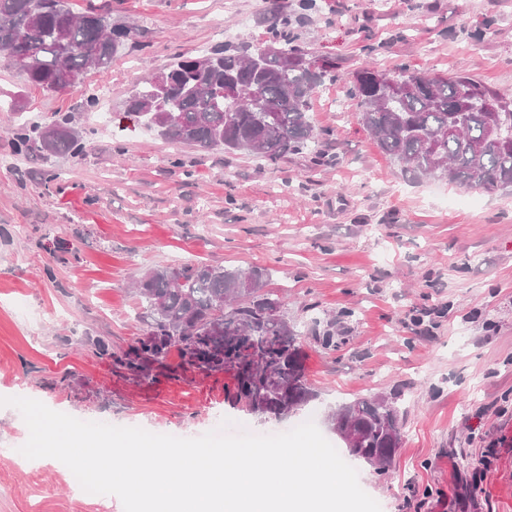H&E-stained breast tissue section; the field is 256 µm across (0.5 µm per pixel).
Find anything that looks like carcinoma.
Instances as JSON below:
<instances>
[{
  "instance_id": "obj_1",
  "label": "carcinoma",
  "mask_w": 512,
  "mask_h": 512,
  "mask_svg": "<svg viewBox=\"0 0 512 512\" xmlns=\"http://www.w3.org/2000/svg\"><path fill=\"white\" fill-rule=\"evenodd\" d=\"M271 34V44L282 52L307 55L292 44L288 15L274 16ZM132 35L129 27L112 26L108 13L93 4L75 14L66 0H0V52L8 66L45 91L72 89L87 68L110 67ZM334 69L335 63L326 62L314 73L301 60L287 68L280 55L265 57L258 47L226 49L175 62L167 71L171 94L156 76L145 78L125 109L143 123L147 117L140 113L148 103L155 112L174 113V123L156 128L165 139L275 164L315 145L311 97L326 81L339 78L349 86L375 144L403 173L512 190V112H489L485 106L490 100L512 105L511 91L491 88L463 71L448 78L408 70L393 76L376 67L336 76ZM267 106L276 108L272 120ZM496 125L504 140L483 147ZM82 148L83 135L68 118L42 127L36 146L50 155ZM269 276L262 267L243 272L202 262L150 270L136 286L147 330L119 352L100 339L93 347L135 377L167 367L173 350L203 372L232 370V402L263 419L286 417L316 393L306 379L297 325L282 311L283 299L266 289ZM260 336L276 337L281 348L249 352L248 341ZM328 419L342 440L358 436V449H347L351 457L376 467L379 475L388 473L402 441L397 398L357 397Z\"/></svg>"
}]
</instances>
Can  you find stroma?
<instances>
[{"label":"stroma","instance_id":"stroma-1","mask_svg":"<svg viewBox=\"0 0 512 512\" xmlns=\"http://www.w3.org/2000/svg\"><path fill=\"white\" fill-rule=\"evenodd\" d=\"M133 27L107 69L47 92L0 59V397H28L88 422L194 438L228 418L231 433L280 434L358 396L402 393V445L386 475L357 465L381 512H512V193L445 178L412 183L376 146L340 80L311 98L331 163L172 142L126 117L150 74L232 42L269 40L274 13L299 0H68ZM296 44L340 72L365 64L429 75L462 70L512 91V0H318ZM106 91L111 121L85 98ZM70 117L83 151L16 153L19 125ZM197 261L268 268L296 320L317 398L267 421L226 395L229 371L203 373L170 353L168 371L130 380L93 339L126 349L147 325L133 283ZM335 320L336 345L315 339ZM20 412L0 407V512H124L113 495L75 493L58 460L20 452Z\"/></svg>","mask_w":512,"mask_h":512}]
</instances>
